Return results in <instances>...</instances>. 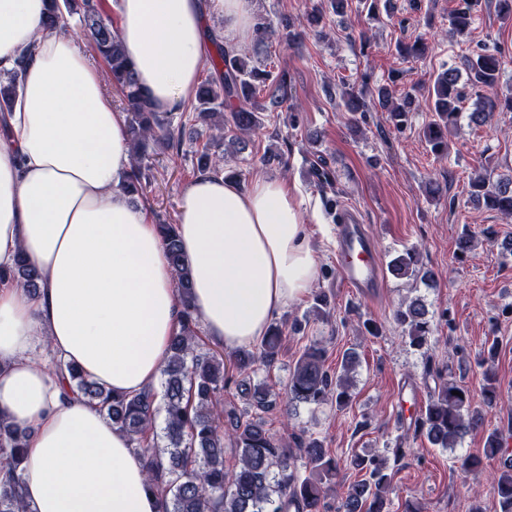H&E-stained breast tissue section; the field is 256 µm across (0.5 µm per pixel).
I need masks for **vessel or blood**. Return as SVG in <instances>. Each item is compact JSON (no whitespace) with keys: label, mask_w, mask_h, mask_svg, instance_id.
I'll list each match as a JSON object with an SVG mask.
<instances>
[{"label":"vessel or blood","mask_w":512,"mask_h":512,"mask_svg":"<svg viewBox=\"0 0 512 512\" xmlns=\"http://www.w3.org/2000/svg\"><path fill=\"white\" fill-rule=\"evenodd\" d=\"M336 270L342 286L359 295H375L385 286L374 235L348 210L336 226Z\"/></svg>","instance_id":"vessel-or-blood-1"}]
</instances>
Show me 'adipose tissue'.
Returning <instances> with one entry per match:
<instances>
[{
  "mask_svg": "<svg viewBox=\"0 0 512 512\" xmlns=\"http://www.w3.org/2000/svg\"><path fill=\"white\" fill-rule=\"evenodd\" d=\"M48 0H0V72L25 65L0 129V266L25 253L30 293L0 281V412L26 429L27 512H162L143 453L33 358L48 346L115 393L157 384L179 329L175 273L153 215L120 181L129 168L124 113L70 29L48 25ZM226 40L252 34V0H121L114 24L155 111L193 99L206 21ZM287 182L248 187L197 174L177 205L198 320L227 352L265 335L317 279L318 259Z\"/></svg>",
  "mask_w": 512,
  "mask_h": 512,
  "instance_id": "adipose-tissue-1",
  "label": "adipose tissue"
}]
</instances>
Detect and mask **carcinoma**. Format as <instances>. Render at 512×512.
I'll return each instance as SVG.
<instances>
[{
  "label": "carcinoma",
  "instance_id": "cac0c4a2",
  "mask_svg": "<svg viewBox=\"0 0 512 512\" xmlns=\"http://www.w3.org/2000/svg\"><path fill=\"white\" fill-rule=\"evenodd\" d=\"M79 23L87 33L97 54L108 67L112 85L121 94L126 112V130L131 149V167L121 186L133 199L141 196L142 184L149 179V145L172 148L175 138L166 115L155 112L134 77L121 39L112 18L104 15L101 0H52L47 22L51 25ZM452 33L463 36L471 26L469 10L448 16ZM215 46L208 64L210 73L197 87L190 109L196 119L220 123V135L196 152L197 171L220 172V159L213 156L211 144L229 136L240 138L260 126L258 95L265 91L271 105L277 107L288 97L287 74L249 64L248 59L225 47L212 37ZM428 50L427 43L416 39L401 42L396 51L403 59L420 58ZM468 80L486 88H494L500 78L497 55L481 49L466 60ZM459 72L453 68L439 72L433 81L432 97L436 118L424 130L431 152L441 156L447 152L448 132L457 127L461 116L462 92ZM18 71L0 78V113L12 109L16 96ZM378 104L390 112L397 126L404 124L415 101L410 92L396 93L389 85L377 90ZM230 117H224L225 108ZM512 112V96L487 97L469 113L470 122L483 125L497 112ZM470 198L478 207L495 210L512 217V179L493 180L481 167L469 178ZM163 245L177 277L181 319L173 336L171 354L161 376V390L151 387L134 395L112 394L98 383L87 379L82 371L55 361L56 372L67 376L69 388L96 406L112 425L124 431L135 449L147 457L151 484L160 492L163 512H323L326 487L334 484L340 472L339 462L328 455L322 441L311 436L297 438L295 447L275 438L265 428L263 415L277 409L279 394L263 381L253 383L258 366L271 369L279 359L286 340L285 327L274 323L253 350H239L233 357L234 368L227 372L224 354L199 351L196 332L198 319L192 305V278L183 264L177 227L171 223L158 225ZM392 272L400 277L423 278L416 254L407 252L393 260ZM0 279L16 281L28 290H37L38 274L23 254L14 264L0 268ZM396 319L409 339V344L423 347L431 334L425 307L414 300L396 312ZM357 355L344 354L341 370L332 374L324 367L325 350L309 347L296 361L288 378L285 394L288 402L316 409L327 403L341 408L350 400L351 374ZM484 405L496 403L499 394L494 374L485 372ZM235 385L245 400L244 416L236 419L229 433L218 423L224 412V389ZM164 415L161 446L143 443L154 429L158 415ZM482 410L475 406L467 388L448 381L438 386L417 427L429 443L438 448H453L470 430L482 424ZM26 431L0 412V512H26L20 495V465ZM238 453L235 469L224 467L225 442ZM503 438L496 432L487 435L484 456L459 458V467L478 475L482 458L504 455ZM346 467L364 475L341 498L338 512H386L389 505L390 458L384 455L354 453ZM309 470L304 475L301 469ZM494 491L500 512H512V463H503L495 480Z\"/></svg>",
  "mask_w": 512,
  "mask_h": 512
}]
</instances>
